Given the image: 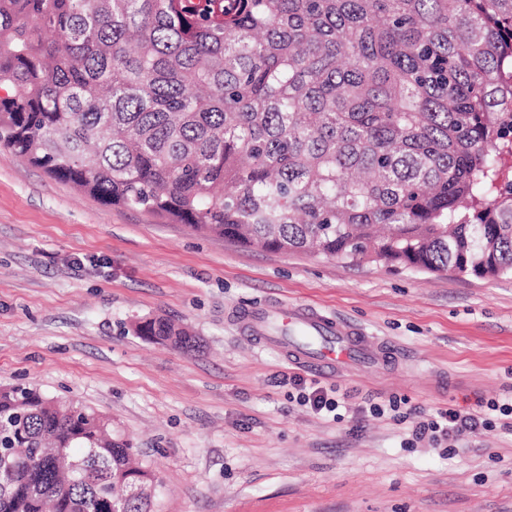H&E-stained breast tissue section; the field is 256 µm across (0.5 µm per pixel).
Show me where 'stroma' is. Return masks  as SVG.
<instances>
[{"label":"stroma","instance_id":"35a3bbf8","mask_svg":"<svg viewBox=\"0 0 512 512\" xmlns=\"http://www.w3.org/2000/svg\"><path fill=\"white\" fill-rule=\"evenodd\" d=\"M280 302L356 325L389 358L288 364L233 318ZM153 317L196 349L136 335ZM304 381L337 416L300 402ZM15 385L111 417L159 478L154 512H512V415L455 449L412 436L436 408L512 402V277L247 249L0 148V389ZM394 397L398 414L370 413Z\"/></svg>","mask_w":512,"mask_h":512}]
</instances>
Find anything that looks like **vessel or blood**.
I'll return each mask as SVG.
<instances>
[{
    "label": "vessel or blood",
    "mask_w": 512,
    "mask_h": 512,
    "mask_svg": "<svg viewBox=\"0 0 512 512\" xmlns=\"http://www.w3.org/2000/svg\"><path fill=\"white\" fill-rule=\"evenodd\" d=\"M237 319L247 336L298 367L327 372L357 363L375 366L386 358L360 329L306 306L251 308Z\"/></svg>",
    "instance_id": "b4317fda"
}]
</instances>
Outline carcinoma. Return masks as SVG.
Listing matches in <instances>:
<instances>
[{
    "instance_id": "cac0c4a2",
    "label": "carcinoma",
    "mask_w": 512,
    "mask_h": 512,
    "mask_svg": "<svg viewBox=\"0 0 512 512\" xmlns=\"http://www.w3.org/2000/svg\"><path fill=\"white\" fill-rule=\"evenodd\" d=\"M0 144L244 248L512 276V0H0ZM126 481L157 478L111 418L0 389V512Z\"/></svg>"
}]
</instances>
